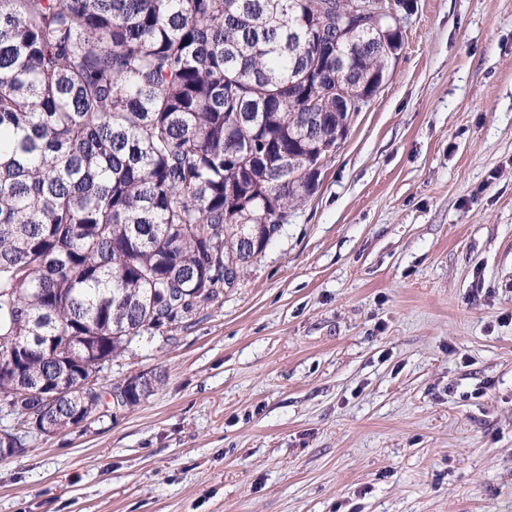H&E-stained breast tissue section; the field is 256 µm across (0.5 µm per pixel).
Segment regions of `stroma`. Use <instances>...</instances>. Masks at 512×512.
<instances>
[{
    "label": "stroma",
    "mask_w": 512,
    "mask_h": 512,
    "mask_svg": "<svg viewBox=\"0 0 512 512\" xmlns=\"http://www.w3.org/2000/svg\"><path fill=\"white\" fill-rule=\"evenodd\" d=\"M410 4L315 194L0 512H512V0ZM153 387L150 389L149 393L142 397L135 389L134 390H126L122 388L121 383L116 384L111 387L109 392L112 397L113 394V402L112 406L125 409H134L137 407L144 398H147L152 392Z\"/></svg>",
    "instance_id": "1"
}]
</instances>
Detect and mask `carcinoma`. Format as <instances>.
Instances as JSON below:
<instances>
[{"instance_id": "cac0c4a2", "label": "carcinoma", "mask_w": 512, "mask_h": 512, "mask_svg": "<svg viewBox=\"0 0 512 512\" xmlns=\"http://www.w3.org/2000/svg\"><path fill=\"white\" fill-rule=\"evenodd\" d=\"M344 0H0V448L104 406L77 386L236 286L312 195L387 67L342 36ZM349 70L336 73V52ZM320 117L315 137L304 114ZM133 409L135 390L111 387Z\"/></svg>"}]
</instances>
